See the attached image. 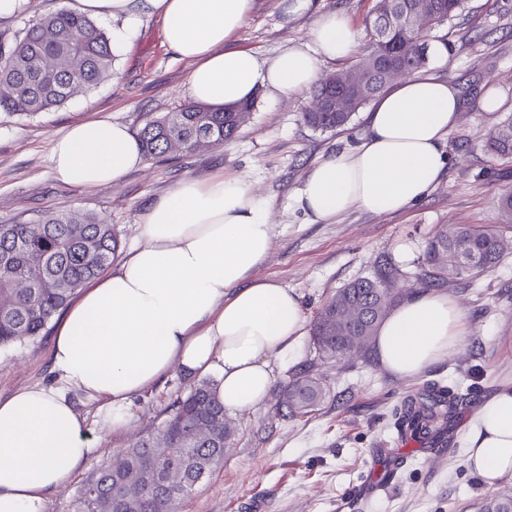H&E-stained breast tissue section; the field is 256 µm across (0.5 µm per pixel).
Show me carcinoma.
Masks as SVG:
<instances>
[{
    "instance_id": "obj_1",
    "label": "carcinoma",
    "mask_w": 512,
    "mask_h": 512,
    "mask_svg": "<svg viewBox=\"0 0 512 512\" xmlns=\"http://www.w3.org/2000/svg\"><path fill=\"white\" fill-rule=\"evenodd\" d=\"M416 0H376L370 20L374 52L385 61L414 74L428 60V44L409 27L394 23L409 16ZM464 0H431L427 26L434 29L457 16ZM0 110L33 116L58 107L74 91L90 89L112 73L114 55L110 37L92 19L67 11L38 13L10 38L0 36ZM386 88L370 73L366 90L350 96L346 112H305L303 120L315 131L335 132L355 112ZM241 126L236 112H215L187 104L177 112L148 120L138 132L144 153L161 157L169 141L181 140L185 151L200 137L222 146ZM496 157H512V114L488 143ZM500 231L465 225L452 233L439 232L429 241L421 263L420 284L438 287L452 278H475L500 262ZM118 247L112 225L92 216L47 213L36 224L0 225V347L42 335L54 314L85 282L95 278L111 261ZM457 249L459 265L441 263L444 252ZM399 271L382 261L370 277L359 278L327 301L319 311L312 339L322 362L349 363L367 355L379 323L402 293L391 288ZM365 313L351 321L347 309ZM280 389L294 393L295 405L275 406L282 418L306 417L330 398V388L317 364L305 363L291 373ZM468 397L452 389L430 385L408 399L398 425L413 437L447 431L457 408ZM232 428L213 381L203 380L174 408L163 427L124 448L115 462L99 469L84 487L75 512H177L182 498L209 472L224 463V439ZM167 447H158V440ZM479 512H512V495L482 502Z\"/></svg>"
}]
</instances>
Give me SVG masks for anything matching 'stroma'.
I'll use <instances>...</instances> for the list:
<instances>
[{"instance_id":"35a3bbf8","label":"stroma","mask_w":512,"mask_h":512,"mask_svg":"<svg viewBox=\"0 0 512 512\" xmlns=\"http://www.w3.org/2000/svg\"><path fill=\"white\" fill-rule=\"evenodd\" d=\"M289 2L255 0L235 47L266 58L309 45L316 17L327 11L346 15L360 41H370L366 21L375 0H310L307 10L296 13L289 12ZM161 29V19L142 18L116 57L113 77L66 104L34 116L0 112V224H34L46 213L93 215L113 225L119 261L141 240L142 214L180 179L236 172L268 201L275 226L260 276L299 293L311 317L384 259L402 272L395 282L398 291L414 288L426 242L438 231L500 224L499 200L512 193V158L491 157L486 143L512 114V0H465L454 20L426 37L430 43L445 41L448 51L429 60L425 73L453 82L462 99L443 179L402 212L353 211L331 224L305 223L291 196L316 160L358 143L365 119L359 111L338 132L315 131L302 118L313 102L308 91L276 104L257 93L235 140L148 159L144 168L115 184L83 188L54 177L52 142L72 122L109 119L135 132L146 120L189 102L186 81L192 65L164 43ZM491 88L504 101L493 113L480 107ZM503 240V256L494 269L444 285L459 299L469 329L457 353L409 378L392 375L374 358L321 365L334 398L304 418L276 416L272 393L257 411L228 413L233 434L224 463L181 500L179 512H334L352 489L378 476L394 454L403 462L391 483L373 498L355 502L351 512H478L483 500L512 494V477L493 487L480 480L467 463L464 444L484 402L502 387H512V230L504 231ZM55 329L48 323L41 336L0 348L1 400L23 387L57 383L51 357ZM427 382L471 395L440 447L398 441L394 427L395 409ZM194 384L173 372L134 400L130 424L118 432L96 417L97 401L74 395L89 418L95 451L89 464L50 496L47 512H74L96 470L113 462L122 448L156 433Z\"/></svg>"}]
</instances>
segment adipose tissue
Segmentation results:
<instances>
[{
  "mask_svg": "<svg viewBox=\"0 0 512 512\" xmlns=\"http://www.w3.org/2000/svg\"><path fill=\"white\" fill-rule=\"evenodd\" d=\"M255 0H61V8L113 20L112 47H124L142 17L162 20L164 43L192 61L187 91L221 107L264 90L280 102L314 87L323 61L360 47L346 17L320 14L307 47L262 58L230 43ZM460 101L448 80L398 82L366 114V131L348 151L317 161L293 196L309 223L331 224L352 211L393 214L426 197L449 163L448 137ZM51 164L61 182L97 188L143 168L128 126L80 121L57 136ZM142 239L61 317L52 348L57 387H25L0 400V512H46L94 449L72 399L100 401L113 429L125 428L136 397L171 371L210 376L229 411L258 410L273 383V361L302 347L309 319L300 296L256 278L274 236L265 200L238 173L187 177L141 217ZM465 315L448 293L410 292L378 327L374 350L393 375L413 377L455 353ZM468 460L486 485L512 476V387L490 396L472 422Z\"/></svg>",
  "mask_w": 512,
  "mask_h": 512,
  "instance_id": "adipose-tissue-1",
  "label": "adipose tissue"
}]
</instances>
